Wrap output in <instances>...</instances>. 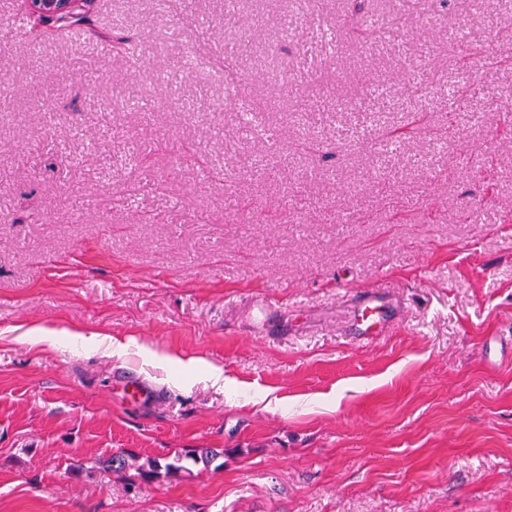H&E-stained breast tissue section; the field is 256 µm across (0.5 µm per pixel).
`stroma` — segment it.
I'll list each match as a JSON object with an SVG mask.
<instances>
[{"mask_svg": "<svg viewBox=\"0 0 512 512\" xmlns=\"http://www.w3.org/2000/svg\"><path fill=\"white\" fill-rule=\"evenodd\" d=\"M226 1L92 0L36 40L0 0V328L129 344L0 335V512H512V349L483 348L512 321V0H373L370 41L350 0H230L229 24ZM452 29L477 49L462 68ZM234 44L231 91L214 61ZM193 447L223 468L70 472ZM382 301L376 294L367 296L360 306L359 322L357 324L358 337L373 336L376 326L380 323ZM21 336L35 344L52 343L58 336H66L68 339L95 347L105 346L111 349L113 354L122 352L126 347V343L118 342L112 339V336H101L98 333L85 334L79 330H69L62 328L60 330L51 329L44 326H31L27 328Z\"/></svg>", "mask_w": 512, "mask_h": 512, "instance_id": "35a3bbf8", "label": "stroma"}]
</instances>
